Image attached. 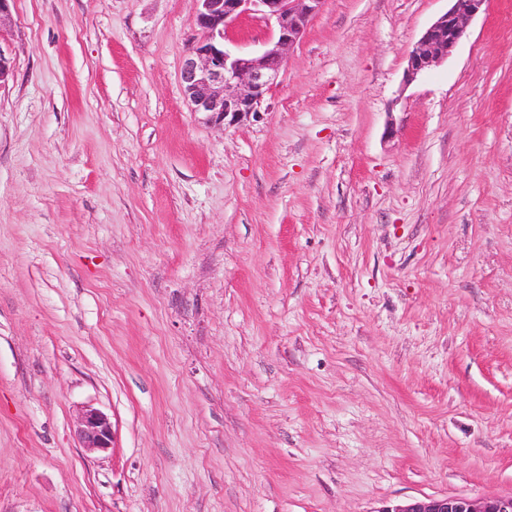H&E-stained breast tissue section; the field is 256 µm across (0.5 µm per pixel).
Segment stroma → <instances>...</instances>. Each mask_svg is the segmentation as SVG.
<instances>
[{
	"label": "stroma",
	"instance_id": "1",
	"mask_svg": "<svg viewBox=\"0 0 512 512\" xmlns=\"http://www.w3.org/2000/svg\"><path fill=\"white\" fill-rule=\"evenodd\" d=\"M199 7L0 17V512L512 495V0L410 83L449 0H325L227 128ZM75 432L80 448L88 453L105 452L112 447V422L107 414L91 405L78 413Z\"/></svg>",
	"mask_w": 512,
	"mask_h": 512
}]
</instances>
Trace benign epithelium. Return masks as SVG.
<instances>
[{
	"label": "benign epithelium",
	"instance_id": "benign-epithelium-1",
	"mask_svg": "<svg viewBox=\"0 0 512 512\" xmlns=\"http://www.w3.org/2000/svg\"><path fill=\"white\" fill-rule=\"evenodd\" d=\"M196 25L203 34L184 60L181 80L193 110L207 121L235 126L260 113L266 94L278 84L287 53L302 38L324 0H198ZM448 10L421 35L407 60L406 75L416 78L441 63L466 33L468 22L486 0H450ZM246 16L276 25L262 54L232 52L225 40ZM75 432L88 453L112 448V422L91 405L78 413ZM379 512H512V495L469 499L423 497L386 506Z\"/></svg>",
	"mask_w": 512,
	"mask_h": 512
}]
</instances>
